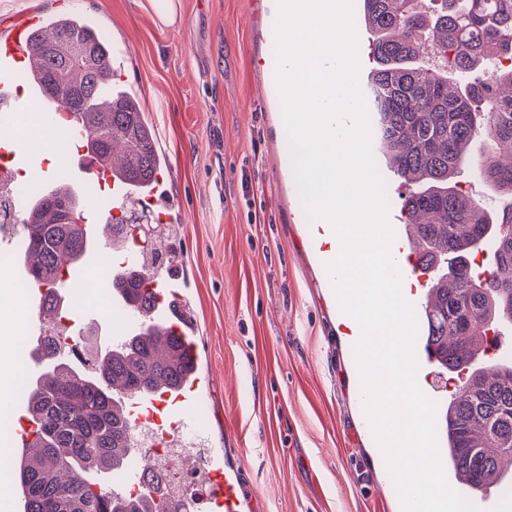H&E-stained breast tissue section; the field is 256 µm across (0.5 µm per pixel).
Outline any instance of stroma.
I'll use <instances>...</instances> for the list:
<instances>
[{
  "mask_svg": "<svg viewBox=\"0 0 512 512\" xmlns=\"http://www.w3.org/2000/svg\"><path fill=\"white\" fill-rule=\"evenodd\" d=\"M73 7L126 42L134 85L176 170L183 222L166 271L181 272L194 326L205 435L245 512H403L360 402L352 341L313 246L286 127L265 102L276 69L275 0H180L164 27L150 0H0V37L31 12Z\"/></svg>",
  "mask_w": 512,
  "mask_h": 512,
  "instance_id": "1",
  "label": "stroma"
}]
</instances>
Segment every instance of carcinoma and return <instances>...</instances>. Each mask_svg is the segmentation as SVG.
Segmentation results:
<instances>
[{"instance_id": "1", "label": "carcinoma", "mask_w": 512, "mask_h": 512, "mask_svg": "<svg viewBox=\"0 0 512 512\" xmlns=\"http://www.w3.org/2000/svg\"><path fill=\"white\" fill-rule=\"evenodd\" d=\"M365 28L372 35L375 66L368 76L378 142L387 168L420 189L402 197L411 246L427 283L421 336L436 366L465 377L441 411L442 450L452 477L463 476L468 492H483L512 457V364L471 369V355L485 349L482 336L512 322V205L493 219L454 178L469 165L475 178L512 198V162L500 158L512 147V0H363ZM37 77L44 92L91 124L92 147L101 157L123 148L127 172L137 185L150 183L164 156L143 108L112 97V47L88 16L47 17L35 39ZM39 221L20 220L28 282L40 296L48 324H58L60 295L53 277L82 263L94 241L80 227L85 212L73 194L49 185L31 200ZM144 215L125 214L110 224L112 239L138 237ZM151 276L112 274V294H124L132 309L149 313L155 296L131 293L126 283ZM91 327L71 329L65 339L40 334L30 350L40 363L25 385L36 453L21 452L14 477L24 512H171L155 497L167 481L148 467L136 495L126 487L95 490L99 477L116 481L139 454L125 420L121 391L179 387L188 373L184 336L140 329L97 354Z\"/></svg>"}]
</instances>
